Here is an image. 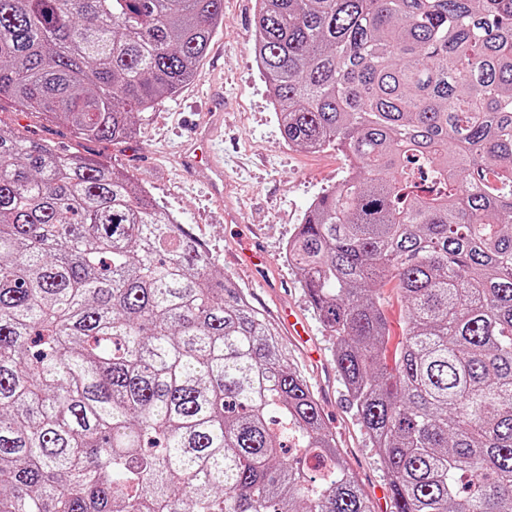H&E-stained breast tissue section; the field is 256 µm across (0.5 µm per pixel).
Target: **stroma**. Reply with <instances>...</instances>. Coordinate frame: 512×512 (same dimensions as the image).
<instances>
[{
  "label": "stroma",
  "mask_w": 512,
  "mask_h": 512,
  "mask_svg": "<svg viewBox=\"0 0 512 512\" xmlns=\"http://www.w3.org/2000/svg\"><path fill=\"white\" fill-rule=\"evenodd\" d=\"M256 0H224L219 28L199 65L198 76L138 119L127 142L87 140L34 111L0 101V128L50 144L59 154L92 158L127 169L152 198L203 241L225 274L249 294L266 317L280 308L295 310L309 325L319 360L289 344L321 407L324 421L343 450L349 472L367 495L387 486L388 477L358 425L330 353L332 338L316 318L294 269L285 256L289 237L311 202L345 176L341 152H309L288 145L279 130L266 80L252 51ZM224 103V156L228 182L223 198L210 192L201 173L180 172L177 153L205 124L216 101ZM256 235L271 264L265 280L239 253L241 236Z\"/></svg>",
  "instance_id": "35a3bbf8"
}]
</instances>
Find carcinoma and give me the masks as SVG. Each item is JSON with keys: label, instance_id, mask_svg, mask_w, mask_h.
I'll use <instances>...</instances> for the list:
<instances>
[{"label": "carcinoma", "instance_id": "obj_1", "mask_svg": "<svg viewBox=\"0 0 512 512\" xmlns=\"http://www.w3.org/2000/svg\"><path fill=\"white\" fill-rule=\"evenodd\" d=\"M257 2L284 141L347 157L286 255L392 512H512V0ZM223 24L224 0H0V100L129 140ZM0 512H373L209 249L128 171L1 129ZM380 294L384 302V314L389 322L392 336L398 339L406 326L403 307L397 291L392 284L380 288Z\"/></svg>", "mask_w": 512, "mask_h": 512}]
</instances>
